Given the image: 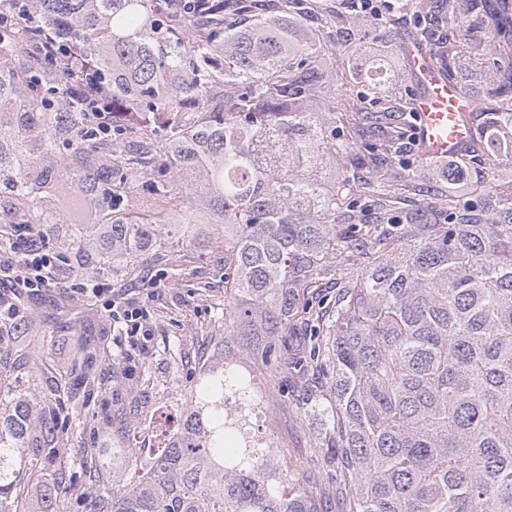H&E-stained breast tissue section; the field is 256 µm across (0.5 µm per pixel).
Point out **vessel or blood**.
<instances>
[{
    "mask_svg": "<svg viewBox=\"0 0 512 512\" xmlns=\"http://www.w3.org/2000/svg\"><path fill=\"white\" fill-rule=\"evenodd\" d=\"M403 51L420 87L412 109L417 116V142L423 158L440 162L457 156L475 136L470 122L475 101L435 68L428 45L409 40Z\"/></svg>",
    "mask_w": 512,
    "mask_h": 512,
    "instance_id": "vessel-or-blood-1",
    "label": "vessel or blood"
}]
</instances>
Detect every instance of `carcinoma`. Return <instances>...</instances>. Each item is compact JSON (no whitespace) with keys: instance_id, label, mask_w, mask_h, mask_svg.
Masks as SVG:
<instances>
[{"instance_id":"carcinoma-1","label":"carcinoma","mask_w":512,"mask_h":512,"mask_svg":"<svg viewBox=\"0 0 512 512\" xmlns=\"http://www.w3.org/2000/svg\"><path fill=\"white\" fill-rule=\"evenodd\" d=\"M441 10L459 37L433 64L459 84L487 38L492 93L512 88V0ZM74 54L100 95L75 92ZM305 72L331 76L316 40L249 0H0V238L28 226L77 272L114 273L198 233L202 213L224 247L221 353L203 359L177 431L148 459L134 420L110 448L84 443L73 508L60 493L79 389L107 392L97 360L114 378L122 360L82 333L51 361L35 311L0 294V512H512V190L492 166L418 223L338 221L348 195L313 170L397 156L407 130L346 112L336 140L306 106ZM470 120L467 156L512 160V99ZM395 177L377 170L356 192L383 207ZM136 182L154 213L127 208ZM235 350L269 387L283 367L302 380L318 473L268 470L264 389ZM48 365L50 383H28Z\"/></svg>"}]
</instances>
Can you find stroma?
<instances>
[{"label": "stroma", "instance_id": "1", "mask_svg": "<svg viewBox=\"0 0 512 512\" xmlns=\"http://www.w3.org/2000/svg\"><path fill=\"white\" fill-rule=\"evenodd\" d=\"M435 0H396L386 18L370 21L355 9L352 0H304L301 15L312 30L333 65L334 79L326 87L332 97L330 107H323L321 97H314V111H328L330 117L358 108L368 112L402 114L407 126H414L412 99L418 86L405 69L398 48L414 39L439 52L447 45V29L436 26L432 7ZM381 63L393 71L391 84L366 92L362 97L350 91L360 73ZM400 174L393 187L403 196L405 209L421 208L430 195L448 192V170L425 164L416 138H408L397 165ZM180 250L194 254L196 261L177 270L163 259L161 251L142 255L130 274H99L95 280L138 303L144 323L151 331L146 344L130 347L121 329L109 332L107 341L113 351L127 354L125 377L103 395H92L85 407L87 415L110 409H127L131 391H147L149 403L138 413V438L145 448L161 445L174 429L172 420L190 396L189 380L201 365V349L214 311L224 301V250L214 239L196 238L180 243ZM82 275L66 258H59L50 287L27 292V299L39 312L46 336L62 343L79 332H89L91 321L106 319L100 298L80 292ZM260 423L288 459L306 471L322 462L319 423L303 413L294 398L268 394Z\"/></svg>", "mask_w": 512, "mask_h": 512}]
</instances>
